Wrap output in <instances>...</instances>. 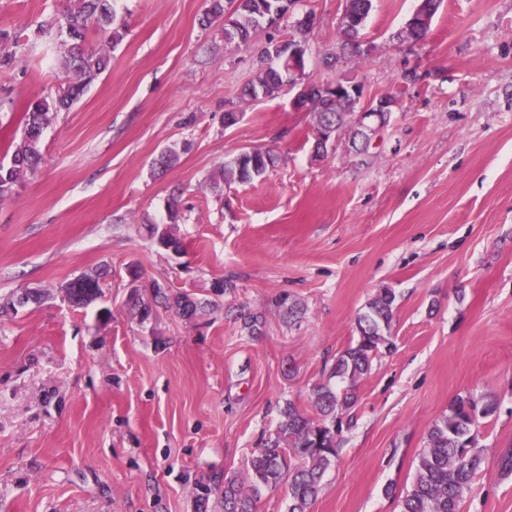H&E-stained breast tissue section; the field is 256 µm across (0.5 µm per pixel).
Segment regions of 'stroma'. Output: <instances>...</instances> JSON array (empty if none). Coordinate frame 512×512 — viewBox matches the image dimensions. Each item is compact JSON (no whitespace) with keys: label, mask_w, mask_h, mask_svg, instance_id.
<instances>
[{"label":"stroma","mask_w":512,"mask_h":512,"mask_svg":"<svg viewBox=\"0 0 512 512\" xmlns=\"http://www.w3.org/2000/svg\"><path fill=\"white\" fill-rule=\"evenodd\" d=\"M418 0H373L365 50L335 65L343 0L310 12L311 79L348 77L397 100L367 153L316 157L291 95L245 101L265 43L202 27L207 0H120L110 68L44 133L41 168L0 202V296L49 297L0 317V512H198L197 489L244 476L286 402L357 337L382 289L392 352L375 357L340 419L336 459L310 512H399L431 424L457 395L490 399L488 450L463 512H512V0H443L427 38H394ZM73 0H0L19 65L0 72V160L28 100L61 84L42 30ZM419 74L401 79L404 65ZM239 113L225 126L226 112ZM272 149L265 178L212 187L241 152ZM178 163L161 168L164 150ZM178 199L179 251L151 234ZM104 271L86 307L61 285ZM204 303L196 317L130 310L134 286ZM224 282V292L214 290ZM262 314L249 332L242 314Z\"/></svg>","instance_id":"35a3bbf8"}]
</instances>
